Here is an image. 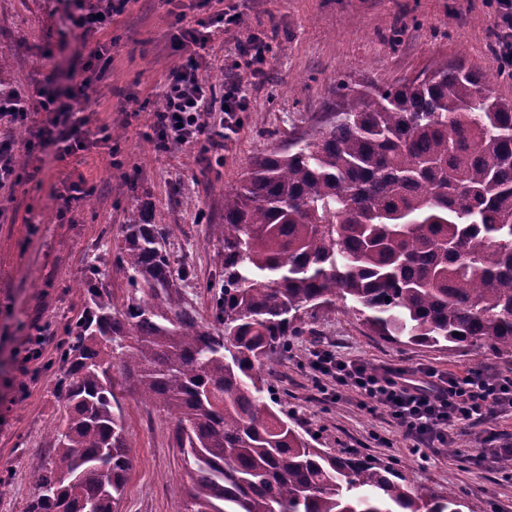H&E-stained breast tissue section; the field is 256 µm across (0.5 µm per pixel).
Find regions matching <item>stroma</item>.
<instances>
[{
    "label": "stroma",
    "instance_id": "1",
    "mask_svg": "<svg viewBox=\"0 0 512 512\" xmlns=\"http://www.w3.org/2000/svg\"><path fill=\"white\" fill-rule=\"evenodd\" d=\"M75 0H0V87L28 93L48 79L66 90L71 72L99 42L112 44V60L89 95L91 132L107 129L118 157L97 145L58 161L27 160L16 184L0 186V512H23L35 494L33 475L52 456L50 431L65 418L57 394L64 372L57 344L65 326L83 319L88 296L80 283L89 265L105 275L100 288L115 301L129 295L119 262L122 230L140 212L165 234L175 267L189 270L185 302L203 322L224 277V245L210 232L224 220V192L237 184L247 162L287 147L325 125L331 101L364 87L388 88L445 63L490 75L494 94L512 100V69L498 51L497 0H210L202 16L229 12L242 23L216 31L208 60L215 86L240 81L249 109L220 148L176 146L156 151L147 132L153 103L181 57L169 42L173 18L165 0H130L111 30L86 38L71 24ZM272 47L265 74L231 68L236 46L249 35ZM89 191L83 206L58 214L65 185ZM40 329L39 354L25 360L27 339ZM289 356L272 355L263 375L278 409L299 431L315 435L316 447L338 457H361L393 467L403 484H425L438 497L456 492L460 512H512V460L493 457L512 442V410L457 430L452 449L421 458L401 431L362 410L356 394L330 403L304 367L315 344L334 346L345 357L373 366L424 363L458 375L481 368L512 377V356L479 345L452 349L399 344L373 336L343 305L319 311ZM132 449L119 512H184L189 465L175 445L173 421L143 404L133 386L123 393ZM389 436L383 448L373 433Z\"/></svg>",
    "mask_w": 512,
    "mask_h": 512
}]
</instances>
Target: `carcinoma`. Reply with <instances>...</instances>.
Masks as SVG:
<instances>
[{
  "label": "carcinoma",
  "instance_id": "1",
  "mask_svg": "<svg viewBox=\"0 0 512 512\" xmlns=\"http://www.w3.org/2000/svg\"><path fill=\"white\" fill-rule=\"evenodd\" d=\"M330 112L224 193L220 329L183 301L145 214L124 226L122 305L88 266L87 312L58 343L66 417L24 512H117L133 467L120 379L175 418L185 512H459L452 490L315 447L265 401L262 370L338 301L383 339L512 355V101L444 65Z\"/></svg>",
  "mask_w": 512,
  "mask_h": 512
}]
</instances>
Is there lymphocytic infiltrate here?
Here are the masks:
<instances>
[{"mask_svg": "<svg viewBox=\"0 0 512 512\" xmlns=\"http://www.w3.org/2000/svg\"><path fill=\"white\" fill-rule=\"evenodd\" d=\"M178 28L172 46L184 60L167 74L154 111L150 140L157 150L174 145L209 146L216 130L239 124L247 100L238 83L215 91L203 74L201 60L209 50L215 26H239L240 17L227 12L209 17L189 18L183 0H168ZM111 47L99 45L83 66L84 78L70 90L68 104H59L50 83L37 84L31 94L0 95V121L20 127L30 113H44L41 126L30 130L25 147L29 157L54 149L56 159L85 150L91 144L81 116L88 101L87 89L97 80L100 62L109 60ZM218 123H211V116ZM306 366L326 400L341 401L355 392L360 406L368 412H383L411 441L415 452L445 447L454 441L456 429L496 417L504 407L512 408V378H500L483 369L465 376H443L423 366L386 365L373 368L339 355L327 347L313 348Z\"/></svg>", "mask_w": 512, "mask_h": 512, "instance_id": "f902f5d3", "label": "lymphocytic infiltrate"}]
</instances>
